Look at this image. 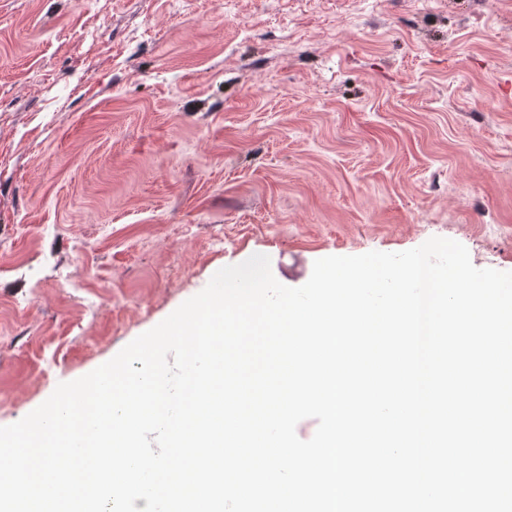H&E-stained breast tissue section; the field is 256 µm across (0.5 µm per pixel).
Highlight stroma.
<instances>
[{
    "label": "stroma",
    "instance_id": "1",
    "mask_svg": "<svg viewBox=\"0 0 512 512\" xmlns=\"http://www.w3.org/2000/svg\"><path fill=\"white\" fill-rule=\"evenodd\" d=\"M512 271V0H0V426L221 268Z\"/></svg>",
    "mask_w": 512,
    "mask_h": 512
}]
</instances>
